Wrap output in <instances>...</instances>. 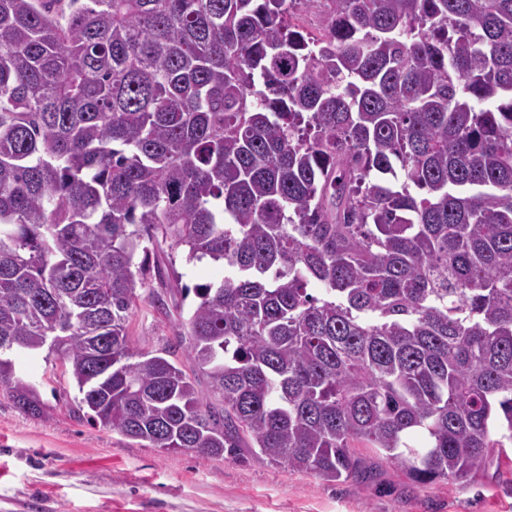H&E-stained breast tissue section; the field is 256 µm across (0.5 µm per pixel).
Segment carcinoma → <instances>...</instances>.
<instances>
[{
	"mask_svg": "<svg viewBox=\"0 0 512 512\" xmlns=\"http://www.w3.org/2000/svg\"><path fill=\"white\" fill-rule=\"evenodd\" d=\"M295 2L0 0V342L153 448L467 481L512 444V0ZM163 244L229 269L185 289L218 407L130 339ZM307 3V4H305ZM295 4L296 23L300 25L301 29L307 32L316 33L321 25V19L326 10V3L324 0L311 1Z\"/></svg>",
	"mask_w": 512,
	"mask_h": 512,
	"instance_id": "cac0c4a2",
	"label": "carcinoma"
}]
</instances>
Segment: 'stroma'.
Instances as JSON below:
<instances>
[{"mask_svg":"<svg viewBox=\"0 0 512 512\" xmlns=\"http://www.w3.org/2000/svg\"><path fill=\"white\" fill-rule=\"evenodd\" d=\"M158 263L161 275L137 288L129 318L144 350L179 345L183 288L224 276L222 265L187 260L180 249L159 253ZM18 371L50 417L23 412L0 385V512H512L511 446L464 483L418 486L371 448L359 451L366 476L329 482L257 458L166 452L89 423L48 350L20 355Z\"/></svg>","mask_w":512,"mask_h":512,"instance_id":"stroma-1","label":"stroma"}]
</instances>
